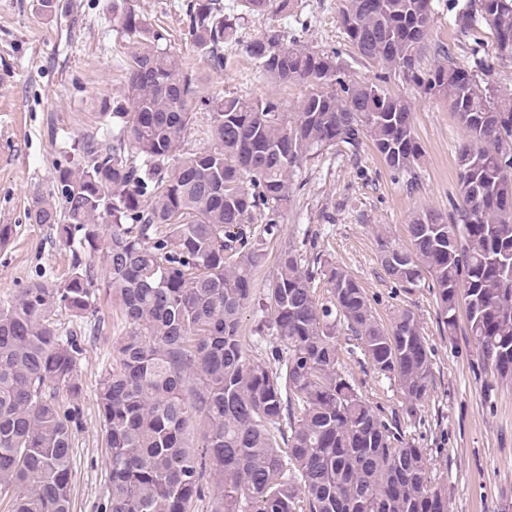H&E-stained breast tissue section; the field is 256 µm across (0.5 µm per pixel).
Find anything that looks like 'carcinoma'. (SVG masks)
<instances>
[{
    "label": "carcinoma",
    "instance_id": "cac0c4a2",
    "mask_svg": "<svg viewBox=\"0 0 512 512\" xmlns=\"http://www.w3.org/2000/svg\"><path fill=\"white\" fill-rule=\"evenodd\" d=\"M239 6L189 0L195 51L218 69L224 45L242 46L266 78L307 88L297 112L268 98L195 99L179 57L155 47L163 34L129 9L121 27L145 45L127 63L130 109L112 113V139L80 141L82 162L57 167L31 197L28 219L56 226L71 266L62 281L33 280L0 298V496L11 512H70L85 337L61 331L58 315L95 312L101 288L126 323L97 391L104 512H195L204 498L206 512H448L426 449L404 445L397 422L339 371L341 325L417 417L432 368L415 314L380 323L364 289L330 265V300L318 302L316 273L293 247L263 291L254 284L304 162L369 142L394 173L421 163L411 104L386 88L393 75L448 101L467 138L452 211L415 212L408 250L379 238L382 267L399 283L430 280L443 331L454 335L464 311L484 364L512 379V97L431 41L433 0H340L351 59L380 67L372 82L286 27L243 39L242 20L293 17L295 0ZM454 25L465 37L490 34L496 55L512 58V0H465ZM429 49L440 60L425 69ZM195 106L209 112L213 147L182 157ZM257 211L266 225L250 236L243 225ZM247 308L255 332L281 343L260 360L240 335Z\"/></svg>",
    "mask_w": 512,
    "mask_h": 512
}]
</instances>
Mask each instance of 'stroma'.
<instances>
[{
  "label": "stroma",
  "mask_w": 512,
  "mask_h": 512,
  "mask_svg": "<svg viewBox=\"0 0 512 512\" xmlns=\"http://www.w3.org/2000/svg\"><path fill=\"white\" fill-rule=\"evenodd\" d=\"M187 0H55L45 14L40 0H0V225L12 227L0 246V295L41 277L65 278L71 253L54 228L28 218L32 194L45 189L57 165L79 162L77 144L111 134V113L126 111L124 86L134 44L114 19L113 6H128L162 26L172 51L196 80L198 96L273 98L296 111L306 89L280 85L259 74L239 47L226 45L216 69L186 37ZM339 0H298L303 24L298 42L325 51L345 50ZM432 37L455 60L472 68L470 42L453 25V0H435ZM388 88L412 105L415 135L423 150L416 187L395 176L371 145H344L308 160L291 176L293 202L278 235L266 239V259L256 286L276 272L282 249L310 260L322 256L345 269L366 292L375 316L389 322L401 309L417 316L432 354L433 379L416 418L405 413L398 386L374 371L346 329H338L341 370L385 418H396L411 447L426 449L435 484L448 492V512H503L512 506V382L493 377L465 331L443 333L432 289L390 279L378 240L409 245L407 226L421 209L449 212L458 198L456 157L466 134L448 105L421 94L401 78ZM62 330L86 338L78 380L85 425L75 438L72 512H100L109 465L97 410L98 383L112 364V341L125 329L122 313L106 294L85 320L60 316Z\"/></svg>",
  "instance_id": "obj_1"
}]
</instances>
